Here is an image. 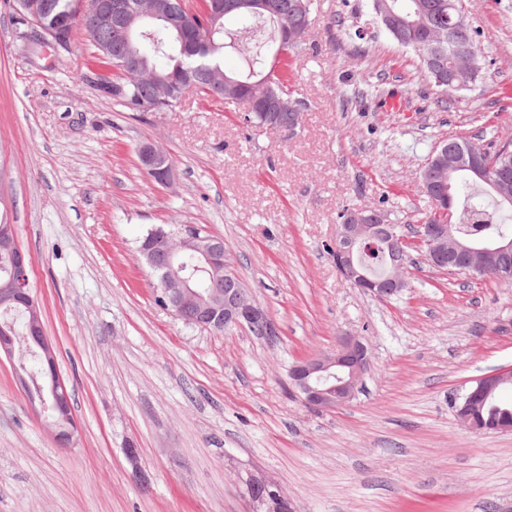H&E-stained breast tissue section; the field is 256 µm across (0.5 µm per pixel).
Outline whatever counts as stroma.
I'll list each match as a JSON object with an SVG mask.
<instances>
[{"label":"stroma","instance_id":"stroma-1","mask_svg":"<svg viewBox=\"0 0 512 512\" xmlns=\"http://www.w3.org/2000/svg\"><path fill=\"white\" fill-rule=\"evenodd\" d=\"M464 2L485 60L449 100L374 28L370 0H313L292 57L303 119L282 136L196 93L130 111L96 84L86 33L75 52L29 53L0 0V221L30 259L78 426L59 445L0 358V512H249L251 473L295 512H512V433L469 431L454 411L474 379L512 367V286L420 262L380 298L334 254L344 210L422 223L440 141H512V0ZM148 142L172 185L144 171ZM164 224L223 239L275 339L190 327L157 302L137 247ZM346 334L370 353L361 392L309 407L292 367ZM139 157L144 168H148L155 176V180L165 184L171 182L174 177L173 165L166 153L159 150L152 143H146L139 149ZM148 175L154 178L152 173Z\"/></svg>","mask_w":512,"mask_h":512}]
</instances>
